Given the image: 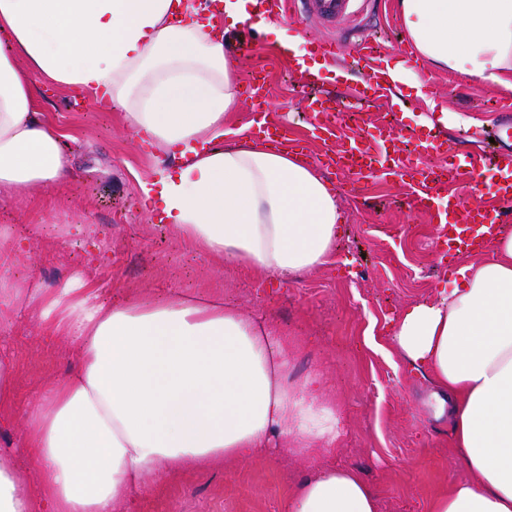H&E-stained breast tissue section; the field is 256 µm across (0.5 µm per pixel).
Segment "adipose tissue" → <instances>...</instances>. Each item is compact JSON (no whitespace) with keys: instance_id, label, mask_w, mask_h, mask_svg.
<instances>
[{"instance_id":"obj_1","label":"adipose tissue","mask_w":512,"mask_h":512,"mask_svg":"<svg viewBox=\"0 0 512 512\" xmlns=\"http://www.w3.org/2000/svg\"><path fill=\"white\" fill-rule=\"evenodd\" d=\"M254 4L224 0L227 26L297 54L298 37L256 17ZM393 7L428 66L512 91V0ZM223 29L195 0H0L10 39L0 46V209L71 170L60 131L34 108L48 81L106 99L141 140L179 155L175 172L142 183V206L209 256L284 286L334 264L341 210L315 165L259 142L224 143L239 98ZM24 305L47 339L74 345L77 364L14 414L13 366L0 354V429L20 427L39 462L32 473L0 460V512H122L161 497L180 473L280 449L308 459L342 436L322 374H294L306 341L222 296L133 293L107 305L67 283L23 297L1 259V335ZM392 341L430 374L468 474L430 512H512V230L489 257L458 266L437 298L407 307ZM283 512H378V500L357 469L331 464L299 478Z\"/></svg>"}]
</instances>
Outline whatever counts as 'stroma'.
I'll use <instances>...</instances> for the list:
<instances>
[{
	"label": "stroma",
	"instance_id": "1",
	"mask_svg": "<svg viewBox=\"0 0 512 512\" xmlns=\"http://www.w3.org/2000/svg\"><path fill=\"white\" fill-rule=\"evenodd\" d=\"M353 35H369L391 49L405 41L391 0H379L350 26ZM253 36L257 55L235 58L239 78L254 62L268 70L270 118L288 123L307 157L323 151L309 137L306 91L289 62L271 46L269 36L230 30L231 42ZM401 103L398 127L419 134L439 109L457 117L446 134L460 154L492 150L491 139L504 116L497 110L506 95L482 86H466L462 76L439 71L412 74L397 84ZM69 91L48 85L36 95L37 111L63 135L61 148L72 170L61 185L21 192L18 206L0 210V226L13 239L0 243L22 281L54 288L64 283L93 288L102 302L121 299L138 288L150 295L176 291L187 295L223 294L243 311L267 317L292 336L311 337L298 355V376L319 371L342 404L346 427L336 447L301 461L287 454L174 478L166 494L139 503L137 512H283V502L302 474L328 464L352 465L378 494L379 512H429L433 496L466 480L456 461L448 417L435 416L433 386L400 354L390 353L391 330L402 310L431 299L449 282L458 261L440 259L436 242L448 228L432 224L411 209L409 185L375 179L355 195L347 177L323 170L334 185L344 214L336 261L302 276L295 286L275 281L258 284L244 266L218 265L167 224L146 214L139 182L159 158L150 145H137L121 113L84 96L79 108L68 105ZM60 219L48 228V216ZM81 228L68 232L69 223ZM14 369V409H21L47 379L63 378L74 363L65 342H47L29 310L20 309L10 335H0Z\"/></svg>",
	"mask_w": 512,
	"mask_h": 512
}]
</instances>
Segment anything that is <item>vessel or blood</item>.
<instances>
[{"mask_svg":"<svg viewBox=\"0 0 512 512\" xmlns=\"http://www.w3.org/2000/svg\"><path fill=\"white\" fill-rule=\"evenodd\" d=\"M368 0H255L257 15L281 19L293 15L299 22L330 25L329 34L317 45L316 52L326 59H339L356 52L367 71L359 78L345 79L344 95L336 98L323 90V77L310 68L295 65L303 86L314 88L306 108L310 114L311 137L330 141L338 138L346 124L345 109L352 102L370 97L384 101L388 111H396L392 97L393 82L388 75L389 57L378 51L371 39L359 37L349 42L337 33L338 25L359 16ZM252 127L256 132L288 143V127L268 122L262 111H255ZM433 156L447 157V165L426 167L422 161ZM320 164L352 176L353 190H360L370 178L400 176L413 184L412 204L429 220L453 218L448 249L457 254L489 248L501 225L512 222V150L497 149L492 156L475 154L465 158L452 151L447 140L432 135L424 139L404 140L384 127H377L369 140L353 138L349 148L334 153L324 151ZM493 169L497 180L481 185L485 170Z\"/></svg>","mask_w":512,"mask_h":512,"instance_id":"obj_1","label":"vessel or blood"}]
</instances>
